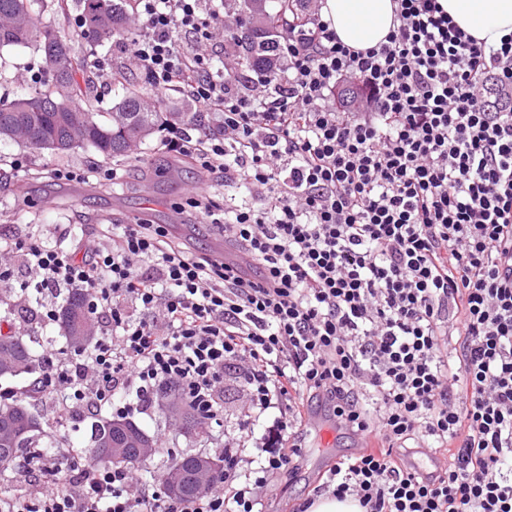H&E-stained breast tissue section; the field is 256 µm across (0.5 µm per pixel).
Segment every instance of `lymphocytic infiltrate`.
<instances>
[{
	"label": "lymphocytic infiltrate",
	"instance_id": "lymphocytic-infiltrate-1",
	"mask_svg": "<svg viewBox=\"0 0 512 512\" xmlns=\"http://www.w3.org/2000/svg\"><path fill=\"white\" fill-rule=\"evenodd\" d=\"M394 3L386 43L363 51L310 12L258 95L234 67L210 70L231 31L219 0H135L121 49L154 93L179 90L200 116L161 145L199 162L190 206L248 263L193 255L154 224L102 225L108 247L87 253L8 240L38 294L83 289L101 322L87 350H44L36 387L68 414L124 417L173 389L210 420L230 371L250 415H288L256 456L226 453L210 494L171 498L128 468L37 449L17 465L31 494L0 497V512H261L308 402L382 443L337 459L321 485L336 499L512 512V34L487 45L437 0ZM345 83L357 110L336 98ZM217 183L250 186L256 205L216 213ZM411 446L448 462L403 463Z\"/></svg>",
	"mask_w": 512,
	"mask_h": 512
}]
</instances>
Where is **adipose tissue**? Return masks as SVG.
Returning a JSON list of instances; mask_svg holds the SVG:
<instances>
[{
  "instance_id": "adipose-tissue-1",
  "label": "adipose tissue",
  "mask_w": 512,
  "mask_h": 512,
  "mask_svg": "<svg viewBox=\"0 0 512 512\" xmlns=\"http://www.w3.org/2000/svg\"><path fill=\"white\" fill-rule=\"evenodd\" d=\"M477 41L494 45L512 33V0H438ZM393 0H321V14L337 37L357 49L385 43L394 24Z\"/></svg>"
}]
</instances>
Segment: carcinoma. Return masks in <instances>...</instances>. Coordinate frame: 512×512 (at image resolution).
Here are the masks:
<instances>
[{
	"mask_svg": "<svg viewBox=\"0 0 512 512\" xmlns=\"http://www.w3.org/2000/svg\"><path fill=\"white\" fill-rule=\"evenodd\" d=\"M307 0H242L240 10L250 20L249 42L243 64L256 74L272 76L277 69L274 43L288 25L304 18ZM68 7L67 0H0V48L36 44L44 54L46 67L53 75V87L29 92L11 99H0V144L16 143L51 154L70 153L92 148L105 158H125L144 145L162 126L192 122L188 112H163L161 107L144 97L138 89L121 86L112 111L100 112L96 102L84 98L75 79L83 70L84 59L74 43L63 38L55 25L44 18ZM85 27L101 43H111L128 34L129 0H78ZM65 352L82 351L91 339H79L81 331L91 325L86 314L82 292L74 288L60 308ZM40 343L17 333H0V380L30 378L39 369ZM30 426L23 436H11L13 426ZM60 407L51 398L24 383L15 395L0 396V475L9 470L16 459L32 448L74 447L64 433ZM132 434L141 441L157 444L139 424L127 417L109 416L92 424L94 441L81 449L95 464L130 467L135 448H124L112 454L110 448L97 447V439L123 438ZM200 455L181 453L164 455L156 464V473L166 492L175 498L202 496L206 490L196 488L195 465Z\"/></svg>",
	"mask_w": 512,
	"mask_h": 512,
	"instance_id": "obj_1",
	"label": "carcinoma"
}]
</instances>
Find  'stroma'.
<instances>
[{
  "mask_svg": "<svg viewBox=\"0 0 512 512\" xmlns=\"http://www.w3.org/2000/svg\"><path fill=\"white\" fill-rule=\"evenodd\" d=\"M39 84H32L31 75ZM50 74L44 70L42 55L35 47L0 49V96L11 97L34 89H47ZM162 132L133 157L113 161L120 179L117 184L89 180L66 183L55 180V168L89 169L100 157L89 149L54 155L22 145H0V173L7 174L0 186V235L23 238L34 233L48 243L63 241L69 225H77L84 248L105 244L101 225L111 222L130 224L140 220L167 226L175 241L190 252L213 251L221 242L222 230L200 224L187 205L200 170L188 159L161 150ZM24 161L23 169H13V161ZM246 393L234 375L224 377V393L219 402L218 423L210 424L208 436L201 437L182 425L169 424L166 411L154 405L135 420L157 433L163 448L172 452L221 454L228 443L240 435L246 419ZM359 440L337 435L321 406H313L310 431L300 450L301 460L294 470H284L263 499V512H298L312 498L336 458L358 453Z\"/></svg>",
  "mask_w": 512,
  "mask_h": 512,
  "instance_id": "35a3bbf8",
  "label": "stroma"
}]
</instances>
